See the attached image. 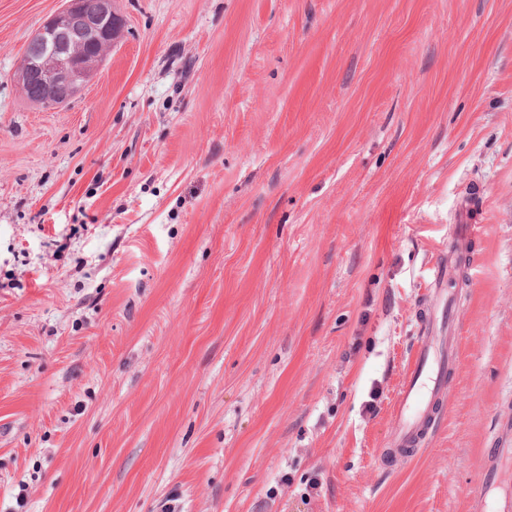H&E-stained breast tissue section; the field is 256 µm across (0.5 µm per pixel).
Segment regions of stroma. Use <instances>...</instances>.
<instances>
[{"label":"stroma","instance_id":"obj_1","mask_svg":"<svg viewBox=\"0 0 512 512\" xmlns=\"http://www.w3.org/2000/svg\"><path fill=\"white\" fill-rule=\"evenodd\" d=\"M0 0V512H471L512 426V0ZM477 227L445 412L383 452L429 267ZM65 2L29 40L17 77L21 87L37 86L34 104L45 109L67 104L79 94L115 37L112 0H87L95 2L94 11L87 9L85 0ZM36 86L24 89L26 98L37 93Z\"/></svg>","mask_w":512,"mask_h":512}]
</instances>
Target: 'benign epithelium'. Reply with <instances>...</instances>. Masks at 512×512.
<instances>
[{
    "mask_svg": "<svg viewBox=\"0 0 512 512\" xmlns=\"http://www.w3.org/2000/svg\"><path fill=\"white\" fill-rule=\"evenodd\" d=\"M112 0H66L65 7L46 20L29 40L18 82L37 86L34 104L54 109L81 91L93 70L112 49L115 26Z\"/></svg>",
    "mask_w": 512,
    "mask_h": 512,
    "instance_id": "7a95c632",
    "label": "benign epithelium"
}]
</instances>
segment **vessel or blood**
I'll list each match as a JSON object with an SVG mask.
<instances>
[{"instance_id":"1","label":"vessel or blood","mask_w":512,"mask_h":512,"mask_svg":"<svg viewBox=\"0 0 512 512\" xmlns=\"http://www.w3.org/2000/svg\"><path fill=\"white\" fill-rule=\"evenodd\" d=\"M453 269L445 256H438L430 268L429 281L434 285L438 305L455 310L453 296L449 295L442 283ZM454 359L450 349H435L428 341H420L409 361L407 373L399 390V400L393 409L398 430L396 447H413L426 427L431 409L446 383L448 369ZM512 458V438L503 437L499 448L489 451L483 462L479 478L480 489L472 496L473 512H484L485 502L482 491L496 484L501 476L500 466Z\"/></svg>"}]
</instances>
